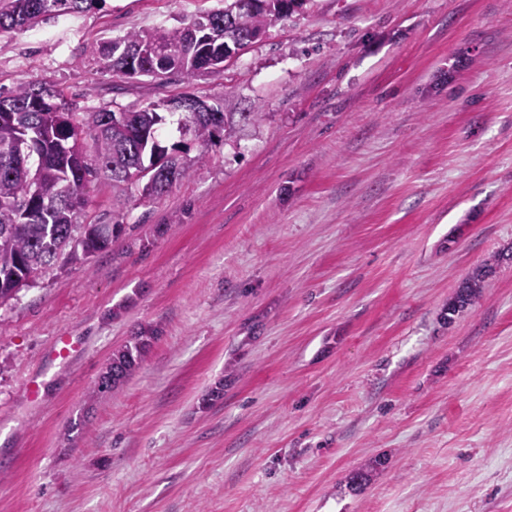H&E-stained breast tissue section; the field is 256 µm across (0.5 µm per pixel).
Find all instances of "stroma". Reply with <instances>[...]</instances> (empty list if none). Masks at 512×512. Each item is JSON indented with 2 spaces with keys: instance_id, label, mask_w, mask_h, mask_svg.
Instances as JSON below:
<instances>
[{
  "instance_id": "1",
  "label": "stroma",
  "mask_w": 512,
  "mask_h": 512,
  "mask_svg": "<svg viewBox=\"0 0 512 512\" xmlns=\"http://www.w3.org/2000/svg\"><path fill=\"white\" fill-rule=\"evenodd\" d=\"M223 7L104 0L0 33L5 91L260 115L183 142L186 176L132 192L109 248L0 303V512H512V0H302L189 81L91 49ZM63 333L83 352L49 363ZM150 337L135 336L134 341L126 345L107 367L95 385L94 393H105L132 374L147 353Z\"/></svg>"
}]
</instances>
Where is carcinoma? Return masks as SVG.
Here are the masks:
<instances>
[{"mask_svg":"<svg viewBox=\"0 0 512 512\" xmlns=\"http://www.w3.org/2000/svg\"><path fill=\"white\" fill-rule=\"evenodd\" d=\"M99 0H0V32L30 28L52 13L79 12ZM227 11L202 17L207 26L187 37L184 25L172 28L135 29L120 40L102 41L97 52L105 67L123 76L140 69L156 77L176 75L191 80L219 69L231 60L240 44L262 36L277 21L288 16L297 0H246ZM232 101L213 105V111L177 119L178 132L205 144L216 132L224 138L236 132L235 116L256 121L259 112L229 111ZM165 113L149 104L118 113L107 107L95 112H71L56 89L31 80L13 90L0 92V144L17 142L23 153L5 163L0 158V300L15 296L59 259L81 265L107 249L124 229L122 199L135 183L130 171L142 169L156 184L148 199L163 196L186 175L177 146L161 144L159 131ZM112 183L111 223L80 224L78 214L87 206L86 190L98 179ZM71 189L72 197L61 195ZM482 273L463 286L459 303L476 299L482 288ZM148 337L136 336L107 367L94 393H105L132 374L147 353Z\"/></svg>","mask_w":512,"mask_h":512,"instance_id":"obj_1","label":"carcinoma"}]
</instances>
